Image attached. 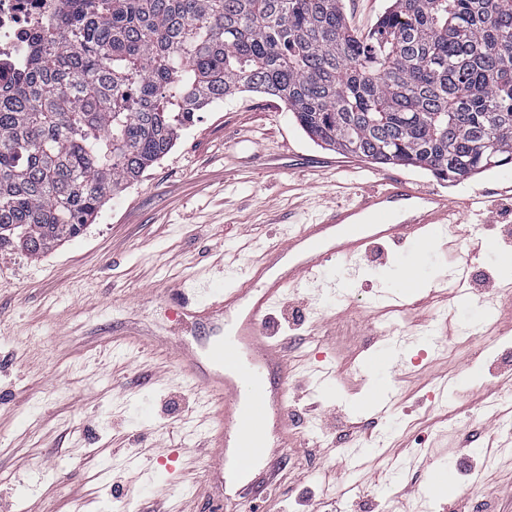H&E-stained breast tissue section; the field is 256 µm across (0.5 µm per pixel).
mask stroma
<instances>
[{
	"instance_id": "obj_1",
	"label": "stroma",
	"mask_w": 512,
	"mask_h": 512,
	"mask_svg": "<svg viewBox=\"0 0 512 512\" xmlns=\"http://www.w3.org/2000/svg\"><path fill=\"white\" fill-rule=\"evenodd\" d=\"M382 172L315 144L275 97L243 92L197 112L80 236L38 257L0 250V512H293L306 485L321 508L304 512H383L393 495L447 512L426 490L438 454L462 439L444 420L466 419L491 381L512 379V358L474 360L467 338L489 322L512 338V299L488 307L481 293L487 280L512 286L497 259L512 252V196L497 193L512 169L460 184L395 169L420 189L488 196L483 216L463 219L482 240L463 299L448 297L459 258L435 234L284 289L272 314L293 343L291 437L232 485L208 480L199 428L220 400L178 368L180 347L208 331L174 314L177 290L236 285L217 254L245 264ZM410 271L420 294L403 286ZM402 306L412 327L390 334ZM377 387L390 388L386 405L369 402ZM362 421L371 437L346 443L368 460L355 472L339 465L336 436ZM384 457L408 464L389 486L374 480ZM482 477L460 512H512V460Z\"/></svg>"
}]
</instances>
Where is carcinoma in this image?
<instances>
[{
	"instance_id": "carcinoma-1",
	"label": "carcinoma",
	"mask_w": 512,
	"mask_h": 512,
	"mask_svg": "<svg viewBox=\"0 0 512 512\" xmlns=\"http://www.w3.org/2000/svg\"><path fill=\"white\" fill-rule=\"evenodd\" d=\"M0 91V249L77 237L195 112L279 99L316 144L462 183L512 165V0H58ZM349 25L358 33H367L387 5L386 0H343Z\"/></svg>"
}]
</instances>
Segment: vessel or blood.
Masks as SVG:
<instances>
[{"instance_id":"vessel-or-blood-1","label":"vessel or blood","mask_w":512,"mask_h":512,"mask_svg":"<svg viewBox=\"0 0 512 512\" xmlns=\"http://www.w3.org/2000/svg\"><path fill=\"white\" fill-rule=\"evenodd\" d=\"M483 193L456 200L421 190L406 179L388 176L358 192L355 201L329 206L312 223L266 249L242 269L233 287L215 283L206 299L178 293L186 317L209 324L214 341L204 354L183 355V369L216 393L221 404L210 440L212 464L223 467L232 453L238 471H249L266 457L265 428L275 422L280 447L288 445L287 347L275 334L270 311L289 284L317 277L341 260L371 255L386 244L420 242L459 223L461 213L484 212ZM233 338L224 341L225 326Z\"/></svg>"}]
</instances>
